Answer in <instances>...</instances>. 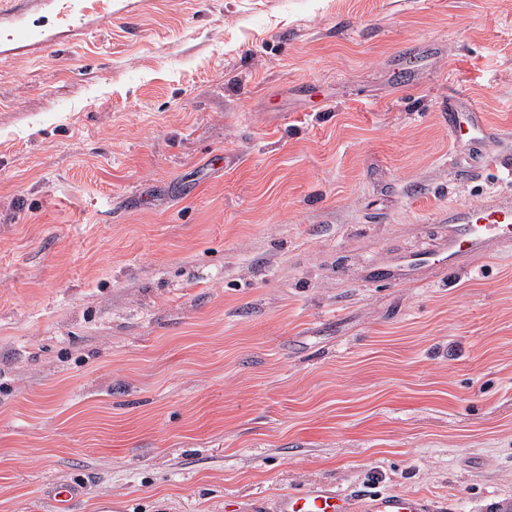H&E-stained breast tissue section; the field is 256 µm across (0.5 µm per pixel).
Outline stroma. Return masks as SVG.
Returning a JSON list of instances; mask_svg holds the SVG:
<instances>
[{
	"instance_id": "35a3bbf8",
	"label": "stroma",
	"mask_w": 512,
	"mask_h": 512,
	"mask_svg": "<svg viewBox=\"0 0 512 512\" xmlns=\"http://www.w3.org/2000/svg\"><path fill=\"white\" fill-rule=\"evenodd\" d=\"M503 192L512 0H0V512L512 504ZM465 113L468 114L467 116H468L469 128L473 132H477V134H478L477 136L471 138V141L475 145L481 146L478 156L480 157L481 160H483L484 159L483 146H484L485 142L490 138L497 137L498 134L495 131H493L492 129H489L485 125L481 112H465ZM512 240V198L498 197L489 205L451 208L448 240L442 251L448 268L487 253L494 245ZM430 265V256L406 255L387 265L384 272L388 279L403 281L414 277L419 270ZM249 512H445L427 498L404 493L370 492L352 494L324 485L276 496Z\"/></svg>"
}]
</instances>
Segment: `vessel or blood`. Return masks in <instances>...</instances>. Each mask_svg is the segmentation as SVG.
Segmentation results:
<instances>
[{
  "instance_id": "1",
  "label": "vessel or blood",
  "mask_w": 512,
  "mask_h": 512,
  "mask_svg": "<svg viewBox=\"0 0 512 512\" xmlns=\"http://www.w3.org/2000/svg\"><path fill=\"white\" fill-rule=\"evenodd\" d=\"M512 240V198L495 203L448 211V240L445 258L448 267L463 264L471 257L487 253L494 245ZM430 257L406 255L385 268L386 278L403 281L429 267ZM254 512H445L427 498L404 493L370 492L352 494L324 485H314L296 493L276 496L257 504Z\"/></svg>"
}]
</instances>
